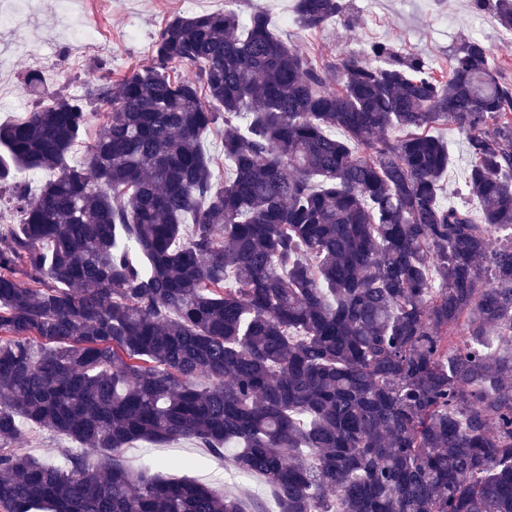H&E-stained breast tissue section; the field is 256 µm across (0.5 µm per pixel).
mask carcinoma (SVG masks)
<instances>
[{
	"label": "carcinoma",
	"mask_w": 512,
	"mask_h": 512,
	"mask_svg": "<svg viewBox=\"0 0 512 512\" xmlns=\"http://www.w3.org/2000/svg\"><path fill=\"white\" fill-rule=\"evenodd\" d=\"M296 2L304 29L347 9ZM474 7L512 30V0ZM489 58L470 38L436 76L377 41L318 67L227 10L169 17L82 95L29 71L35 108L0 125V512H252L130 471L137 440L235 449L279 512H512V82ZM441 122L478 222L441 201ZM37 428L77 444L63 464L21 447Z\"/></svg>",
	"instance_id": "carcinoma-1"
}]
</instances>
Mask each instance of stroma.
<instances>
[{
  "label": "stroma",
  "instance_id": "35a3bbf8",
  "mask_svg": "<svg viewBox=\"0 0 512 512\" xmlns=\"http://www.w3.org/2000/svg\"><path fill=\"white\" fill-rule=\"evenodd\" d=\"M350 17H336L318 29L300 28L296 0H77L85 23L98 32L94 47L65 37L52 6H45L25 33V49L0 61V124L21 120L34 106L23 89L27 71L44 72L50 86L80 95L86 80L104 64L105 74L118 79L131 73L150 55L164 22L173 14L189 16L204 10L235 11L247 18L255 10L267 13L273 32L311 58L314 64L336 62L358 44L391 43L399 52L425 58L434 70L448 67V53L468 37L490 47L492 66L512 80V57L499 46L511 32L485 13L475 12L472 0H349ZM434 135L450 147L444 173L443 198L480 216L477 200L465 191L470 157L465 138L448 123L434 127ZM128 468H152L161 478L191 479L226 491L244 502L261 501L266 512H278L276 498L257 475L239 471L231 456H215L185 440H140L122 451Z\"/></svg>",
  "mask_w": 512,
  "mask_h": 512
}]
</instances>
